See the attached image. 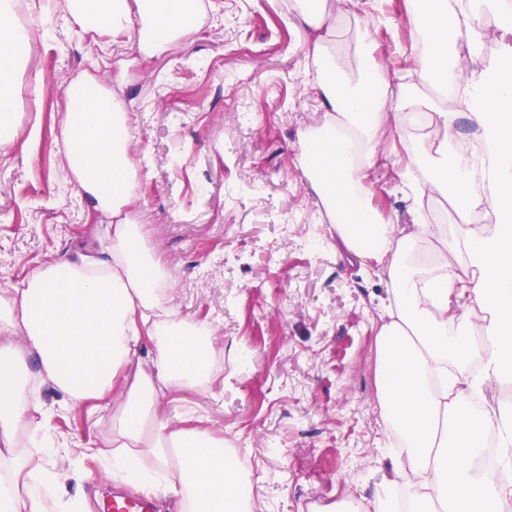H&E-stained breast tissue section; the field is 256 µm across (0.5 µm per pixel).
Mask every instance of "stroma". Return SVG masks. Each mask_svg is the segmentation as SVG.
<instances>
[{"label": "stroma", "mask_w": 512, "mask_h": 512, "mask_svg": "<svg viewBox=\"0 0 512 512\" xmlns=\"http://www.w3.org/2000/svg\"><path fill=\"white\" fill-rule=\"evenodd\" d=\"M20 51L16 137L0 152V289L76 248L109 246L111 217L89 209L57 143L64 89L79 78L111 85L129 116V154L144 167L128 218L141 224L179 286L171 306L213 323L222 368L207 389L174 390L163 409L174 427L198 428L244 455L252 512H326L342 502L371 512L392 452L379 423L377 308L387 284L359 258L337 254L326 211L300 160L303 132L325 114L310 76L313 36L289 0H202L195 30L170 52L147 56L82 30L65 0H16ZM330 38L337 68L359 78L358 48L370 32L387 81L417 85V44L405 0H340ZM413 140L431 154L440 136L386 125L385 167L370 181L382 215L412 220L403 190ZM48 433L58 447L46 468L64 483L33 479L21 490L46 512L85 499L99 512L112 461L82 448L99 435L111 400L64 411L43 386Z\"/></svg>", "instance_id": "stroma-1"}]
</instances>
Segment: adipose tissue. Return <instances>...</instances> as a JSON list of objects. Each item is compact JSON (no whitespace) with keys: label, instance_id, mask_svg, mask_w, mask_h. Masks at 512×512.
<instances>
[{"label":"adipose tissue","instance_id":"1","mask_svg":"<svg viewBox=\"0 0 512 512\" xmlns=\"http://www.w3.org/2000/svg\"><path fill=\"white\" fill-rule=\"evenodd\" d=\"M300 24L314 34L313 57L326 68L317 93L325 123L301 140L303 168L334 229L337 252L369 262L387 282L381 304L388 320L379 334L380 403L387 428L397 430L405 454L388 457L383 483L404 487L409 512H504L512 502V418L500 409L476 410L471 401L512 374V48L481 67L464 69L481 48L482 19L494 14L512 30V0H406L427 47L417 59L454 108H439L445 141L415 163L413 188L441 186L455 203V238L468 259L448 262L447 246L421 266L401 262L418 242L435 238L415 213L412 223L383 218L372 207L371 171L382 156L385 122L404 127L418 91L391 86L379 47L364 38L360 77L349 85L331 66L328 42L340 16L336 0H296ZM82 30L120 35L140 30V46L169 52L194 26L197 0H66ZM12 0H0V146L13 135L18 42L29 33L10 22ZM61 137L68 170L93 210L111 215L107 256L84 252L79 261H54L18 286L0 290V512H44L42 501L20 492L41 472L32 449L54 442L40 419L42 406L21 367L34 356L42 381L60 390L68 409L111 398L103 442L112 473L138 490L179 500L178 512H248L244 472L228 468L222 441L207 432L172 427L161 411L167 391L206 388L217 377L212 326L162 304L170 271L125 215L137 169L127 140L128 116L111 88L92 80L65 90ZM467 119L485 146L481 163L461 153L457 123ZM495 211L489 237L473 236L472 213ZM480 318H473V311ZM147 358H139L141 339ZM481 359L482 370L468 365ZM27 429L28 450L17 447ZM495 434L498 468L473 472L470 463Z\"/></svg>","mask_w":512,"mask_h":512}]
</instances>
